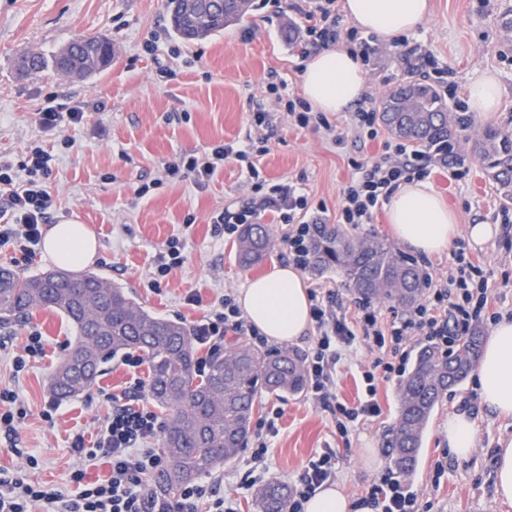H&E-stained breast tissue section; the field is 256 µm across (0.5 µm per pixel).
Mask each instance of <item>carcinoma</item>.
I'll list each match as a JSON object with an SVG mask.
<instances>
[{
  "label": "carcinoma",
  "mask_w": 512,
  "mask_h": 512,
  "mask_svg": "<svg viewBox=\"0 0 512 512\" xmlns=\"http://www.w3.org/2000/svg\"><path fill=\"white\" fill-rule=\"evenodd\" d=\"M252 0H167L171 27L184 42L198 41L244 20ZM112 59V42L103 36L80 37L53 55L21 58L25 71H55L85 78ZM379 119L399 139L443 164L463 160L461 132L471 119L451 113L441 93L425 83L407 81L380 99ZM480 163L512 203V130L486 127L475 144ZM268 231L245 224L238 238L240 266L264 259ZM313 267H336L346 284L366 301L410 308L420 300L426 278L418 262L394 251L376 235L356 239L339 226L319 225L310 246ZM35 308L59 313L74 329L76 344L58 365L49 384L53 398L66 399L89 389L102 364L128 349L143 352L148 388L156 405L173 412L162 437L166 467L153 476L158 504L167 507L185 484L210 473L238 454L247 443L255 396L261 391L298 395L308 384L306 361L293 350L264 351L246 344L208 356L207 372L198 370L192 328L154 316L118 284L86 271L55 270L24 276L0 268V323L19 321ZM481 336L474 331L452 354L435 346L420 347L413 368L398 390L399 411L383 437L399 473L411 472L418 460L428 421L449 389L475 367ZM257 512H288L289 491L269 483L255 494Z\"/></svg>",
  "instance_id": "1"
}]
</instances>
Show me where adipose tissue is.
<instances>
[{
	"mask_svg": "<svg viewBox=\"0 0 512 512\" xmlns=\"http://www.w3.org/2000/svg\"><path fill=\"white\" fill-rule=\"evenodd\" d=\"M346 16L361 30L393 41L414 32L429 15L428 0H344ZM304 98L318 111L344 112L367 90L362 63L347 49L317 50L301 74ZM501 84L494 73L478 77L468 86V107L487 117L500 108ZM388 219L398 239L419 252L434 254L448 249L455 238L481 246L495 238L494 224L459 226L458 217L423 181L402 184L387 206ZM97 239L85 225L66 221L50 227L42 241L44 255L64 267L90 264L97 254ZM248 320L264 336L278 342L297 340L311 323L304 281L294 267L280 266L249 280L238 295ZM482 404L502 417H512V320L502 319L492 329L477 364Z\"/></svg>",
	"mask_w": 512,
	"mask_h": 512,
	"instance_id": "obj_1",
	"label": "adipose tissue"
}]
</instances>
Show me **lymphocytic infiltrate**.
Here are the masks:
<instances>
[{"instance_id":"1","label":"lymphocytic infiltrate","mask_w":512,"mask_h":512,"mask_svg":"<svg viewBox=\"0 0 512 512\" xmlns=\"http://www.w3.org/2000/svg\"><path fill=\"white\" fill-rule=\"evenodd\" d=\"M263 4L273 15L289 12L298 16L294 45L299 59H307L314 48L343 40L362 64H369L370 46L356 31H344L338 0H263ZM267 88L276 94L277 105L272 108L256 102L248 131L241 140L164 165L162 176L203 185L223 170L225 162H235L252 197L238 211L214 212L210 222L215 234L231 237L241 225L256 223L262 214H275L278 223L285 226L282 242L289 264L304 271L311 266L309 243L319 220L310 215L308 198L297 184L266 181L258 158L269 150L268 130L277 118V108H284L289 120L301 128L314 126L328 131L332 125L306 100L281 97L279 83H268ZM53 161L51 152L39 145L29 147L18 162L0 160V247L11 246L24 261L34 254L42 228L56 209L47 186ZM350 165L355 174L342 191L338 221L353 226L371 223L401 184L429 175L427 157L402 143L386 145L384 152L372 159H351ZM428 290L423 303L390 321L383 320L371 303L357 302V318L352 321L338 304L334 289H310V312L319 336L306 355L309 388L313 399L333 414L340 436H347L355 422L381 414L378 382L404 375L408 346L413 339L425 340L448 352L476 323L499 319L492 306L489 279L465 251L454 252L447 277L430 279ZM230 334L250 337L260 347L267 344L235 298L226 294L218 307L195 325L193 337L198 343L215 348ZM360 343L374 351L375 358L362 372L363 398L350 406L337 399L333 387L343 351ZM107 400L112 411L98 427L94 441H86L81 432L72 437L71 450L77 458L70 474L74 494L64 495L34 480L31 471L37 460L30 455L19 475L0 471V512H30L34 502L41 503L42 512H155L145 480L163 465L160 454L149 446L163 424L153 411L140 404L137 387H130L119 396L108 395ZM100 455L109 458V472L88 480L85 463ZM335 469L336 456L330 452L309 461L291 486L289 512H305V503L334 476ZM364 503L372 512H420L417 493L390 469L369 486ZM204 504L208 505V512H235L211 480L185 486L168 512H199Z\"/></svg>"}]
</instances>
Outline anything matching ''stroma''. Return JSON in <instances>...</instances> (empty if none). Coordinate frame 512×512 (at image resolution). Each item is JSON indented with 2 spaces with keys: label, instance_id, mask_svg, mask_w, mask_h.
Wrapping results in <instances>:
<instances>
[{
  "label": "stroma",
  "instance_id": "obj_1",
  "mask_svg": "<svg viewBox=\"0 0 512 512\" xmlns=\"http://www.w3.org/2000/svg\"><path fill=\"white\" fill-rule=\"evenodd\" d=\"M509 16L512 0H429L426 23L408 36L410 44L426 45L444 69V79L436 87L449 111L467 112L471 79L486 71L497 75L503 91L500 109L476 119L467 132L473 142L486 126L512 129V25L505 22ZM294 27L292 17L271 21L265 10L252 6L243 22L198 41L199 62L167 82L157 74L170 62L167 52L154 58L141 51L143 42L156 32L171 45L179 43L166 0H0V157L20 160L33 140L57 152L59 160L49 181L58 199L54 220H75L95 233L99 250L90 270L128 288L153 315L194 324L222 295H238L249 279L282 265L284 229L273 214L262 216L269 228L268 255L251 268L238 264L236 238L214 234L212 212L237 209L249 195L243 173L232 162L203 187L189 179L175 180L142 198L136 189L157 178L162 164L242 138L251 102L265 97L269 74L285 81L286 94L300 96ZM100 34L112 41V61L89 78H67L51 70L23 73L16 66L23 55L49 57L76 38ZM374 47L363 96L370 103L413 78L392 43L379 38ZM51 92L69 107L88 103L83 123L49 132L35 126L34 114ZM328 119L335 132L302 129L279 117L260 166L269 181L302 182L310 204L325 205L321 219L332 225L341 192L353 175L350 158L379 156L394 136L380 127L377 138L362 147L347 134L348 113L332 112ZM336 132L345 135L344 146L333 143ZM65 136L72 139L71 148L61 147ZM430 170L428 183L456 211L459 225H498L497 237L469 254L488 272L496 308L512 313V223L501 221L505 206L495 187L470 151L459 164L435 163ZM190 214L195 223H186ZM173 238L180 240L185 261L159 287H150L152 270ZM191 293L198 298L192 305L186 301ZM33 328L42 333L44 355L15 373L13 359ZM75 337L64 318L41 308L28 319L0 328V387L16 390L28 409L17 444L0 438V469L14 471L22 464L23 453L33 454L38 460L34 478L68 493L73 490L69 476L76 463L70 448L73 434L94 435L110 409L106 394H121L132 377L148 379L147 366L129 370L117 355L103 365L92 388L52 401L47 385ZM369 359L362 346L342 356L335 379L340 401L358 403L363 393L361 366ZM398 387L395 379L379 381L381 415L360 422L345 438L337 433L332 414L309 393L259 392L252 425L260 427L277 408L281 415L272 419L278 433L268 440L263 467H254L245 448L212 471V478L221 482L220 494L233 501L236 512H256L254 495L260 486L271 481L291 484L310 459L332 452L337 483L352 501H360L391 465L382 435L397 418ZM52 403L57 409L48 421L42 412ZM453 412L467 413L477 424L476 447L464 459L447 454L445 424ZM505 440H512V418L488 411L475 376H468L445 395L433 415L418 466L407 481L428 503L429 512H512V502L497 499L493 485L495 452ZM441 458L447 459L448 471L437 481L434 468Z\"/></svg>",
  "mask_w": 512,
  "mask_h": 512
}]
</instances>
